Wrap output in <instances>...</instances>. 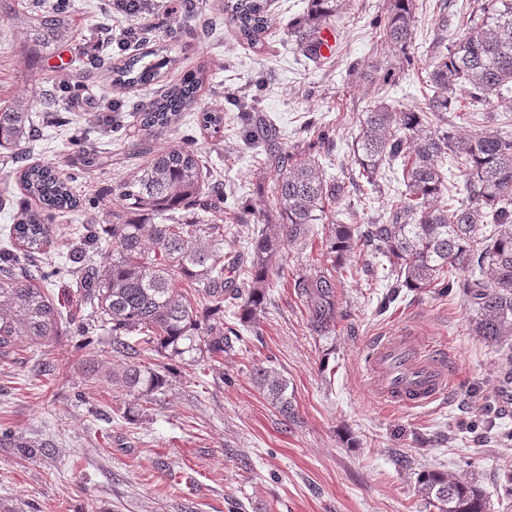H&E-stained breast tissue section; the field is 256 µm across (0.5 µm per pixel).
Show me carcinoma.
Returning a JSON list of instances; mask_svg holds the SVG:
<instances>
[{
	"label": "carcinoma",
	"mask_w": 512,
	"mask_h": 512,
	"mask_svg": "<svg viewBox=\"0 0 512 512\" xmlns=\"http://www.w3.org/2000/svg\"><path fill=\"white\" fill-rule=\"evenodd\" d=\"M343 0H310L306 15L289 24L303 56L321 58V31ZM375 21L382 42L406 53L414 38L413 0H386ZM224 13L240 37L257 44L272 25L267 0H224ZM427 73L433 94L420 105L396 109L386 102L366 106L352 143L353 166L345 179L326 177L316 155L280 145L277 128L243 111L245 143L263 148L264 165L274 171L269 203L257 216L262 225L248 251H233L224 239V179L204 169L188 147L157 149L154 137L176 125L198 103L206 74L200 70L158 90L147 107L136 109L143 132L140 152L147 163L118 186L121 210L110 224H83L81 242L69 255L67 274L79 272L84 301L102 326H111L112 353L123 361L112 381L140 398L169 385L166 362L193 354L213 362L242 341L224 321L233 309L241 324L262 311L274 279L284 275L277 258L284 246L305 245L313 226L325 224L326 253L332 270L295 273L290 287L304 305L312 332H336L339 303L336 276L356 251L367 252L385 271L388 292L381 307L402 289L412 292L458 289L473 311L476 335L488 343L512 341V130L485 125L468 136L448 128V113L469 104L487 105L512 91V0H487L464 36L448 41L441 19ZM74 20L63 0H42L27 19L25 38L44 53L70 42ZM174 62L159 46L127 56L110 67L113 82L133 87L156 81ZM35 102L15 96L0 108V147L13 149L30 139L29 112ZM15 154L19 183L39 207L17 213L10 229L14 245L0 249V355L20 341L43 345L61 335L60 314L45 282L61 270L44 269L37 255L51 241L43 210L79 206L69 177L50 164H23ZM462 173L455 183L447 165ZM401 175L402 189L378 222L338 224L329 207L343 195L360 198L364 187L380 191L386 173ZM250 268L239 273L244 254ZM188 289L181 291L178 283ZM146 351L163 362L155 368L137 362ZM253 377L284 420L294 421L288 383L259 365ZM420 493L437 512H486L482 492L446 473L418 474Z\"/></svg>",
	"instance_id": "cac0c4a2"
}]
</instances>
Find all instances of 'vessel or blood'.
Wrapping results in <instances>:
<instances>
[{
    "label": "vessel or blood",
    "instance_id": "b4317fda",
    "mask_svg": "<svg viewBox=\"0 0 512 512\" xmlns=\"http://www.w3.org/2000/svg\"><path fill=\"white\" fill-rule=\"evenodd\" d=\"M379 401L399 407H422L446 396L452 372L429 340L406 333L373 343L364 359Z\"/></svg>",
    "mask_w": 512,
    "mask_h": 512
}]
</instances>
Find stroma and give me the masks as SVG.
I'll return each mask as SVG.
<instances>
[{
  "instance_id": "obj_1",
  "label": "stroma",
  "mask_w": 512,
  "mask_h": 512,
  "mask_svg": "<svg viewBox=\"0 0 512 512\" xmlns=\"http://www.w3.org/2000/svg\"><path fill=\"white\" fill-rule=\"evenodd\" d=\"M154 2L144 20L177 59L162 84L201 68L208 74L197 112L157 144L194 149L221 175L224 209L233 213L264 209L273 173L243 145L231 96L260 92L257 114L276 125L288 148L307 147L309 123H329L333 143L324 167L327 177L342 178L365 105L382 98L403 109L430 96L428 49L440 16H447L449 32L463 36V15L484 0H416L409 48L415 62L405 71L370 24L385 0L341 6L321 32L331 47L317 63L296 50L288 33L309 0H269L274 24L255 46L219 15L217 0H194L201 19L216 22L209 36L178 28L169 0ZM71 4L76 32L65 67L48 55L35 68L20 20L33 0H0V102L28 91L37 102L58 103L70 119L61 126L37 112L26 146L29 163H51L70 175L83 206L77 214H46V257L56 265L67 263L76 228L111 219L120 207L117 185L145 161L132 120L115 131L98 126L99 102L112 99L128 111L150 99L145 88L117 89L107 71L86 69L98 42L128 19L111 0ZM203 111L223 113L220 130L203 128ZM90 149L97 155L91 166ZM13 155L0 149V243L26 199ZM324 235L319 228L305 247L287 246L285 269L330 267ZM370 261L357 253L337 272L344 316L331 338L310 330L302 302L279 283L221 363H171L167 392L149 404L112 384L117 360L109 334L89 317L75 277L54 278L48 295L61 315V336L0 357V512H436L418 491L421 470L477 485L488 512H512L502 482L512 473V404L496 407L512 346L476 336L472 312L454 292L405 291L379 310L386 288L381 275L368 272ZM401 328L450 355L455 383L445 398L413 409L375 402L364 356L377 338ZM266 363L288 382L294 422L284 421L252 378L254 367ZM27 444L34 456H25ZM402 455L411 468L396 465Z\"/></svg>"
}]
</instances>
